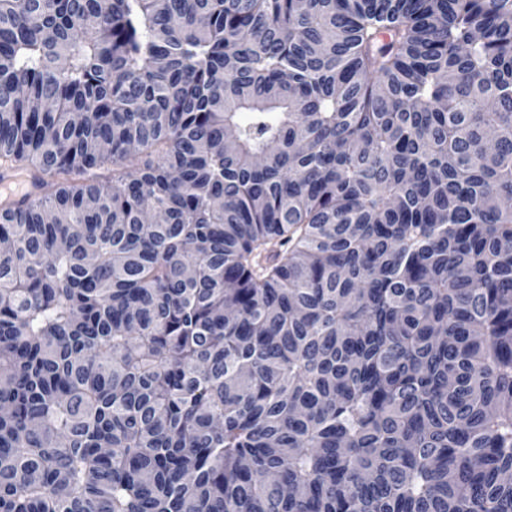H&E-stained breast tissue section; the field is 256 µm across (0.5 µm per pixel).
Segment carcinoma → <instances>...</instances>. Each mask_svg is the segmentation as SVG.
Listing matches in <instances>:
<instances>
[{"mask_svg": "<svg viewBox=\"0 0 512 512\" xmlns=\"http://www.w3.org/2000/svg\"><path fill=\"white\" fill-rule=\"evenodd\" d=\"M0 512H512V0H0Z\"/></svg>", "mask_w": 512, "mask_h": 512, "instance_id": "obj_1", "label": "carcinoma"}]
</instances>
